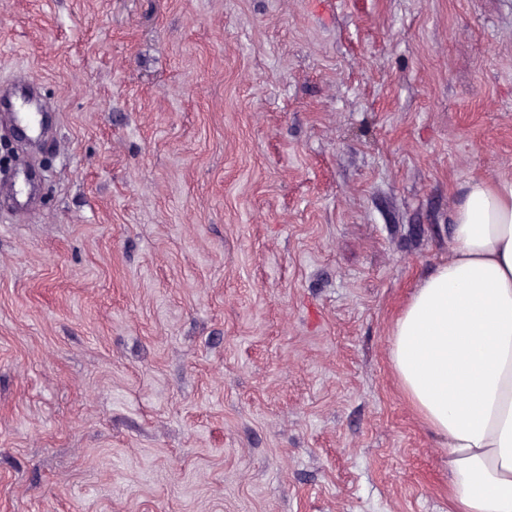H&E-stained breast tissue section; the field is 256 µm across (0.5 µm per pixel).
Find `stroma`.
Wrapping results in <instances>:
<instances>
[{
	"instance_id": "1",
	"label": "stroma",
	"mask_w": 512,
	"mask_h": 512,
	"mask_svg": "<svg viewBox=\"0 0 512 512\" xmlns=\"http://www.w3.org/2000/svg\"><path fill=\"white\" fill-rule=\"evenodd\" d=\"M0 512H448L390 328L512 175V0H0Z\"/></svg>"
}]
</instances>
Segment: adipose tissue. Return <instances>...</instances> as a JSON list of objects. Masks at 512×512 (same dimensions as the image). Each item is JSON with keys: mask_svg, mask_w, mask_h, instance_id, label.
<instances>
[{"mask_svg": "<svg viewBox=\"0 0 512 512\" xmlns=\"http://www.w3.org/2000/svg\"><path fill=\"white\" fill-rule=\"evenodd\" d=\"M389 359L448 450V512H512V176L466 184L448 258L396 318Z\"/></svg>", "mask_w": 512, "mask_h": 512, "instance_id": "ef3b65f1", "label": "adipose tissue"}]
</instances>
